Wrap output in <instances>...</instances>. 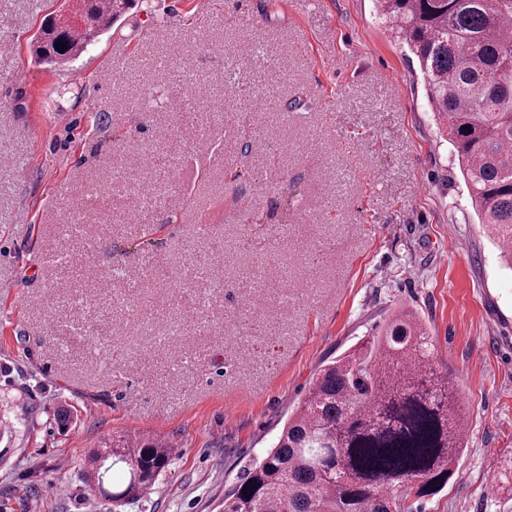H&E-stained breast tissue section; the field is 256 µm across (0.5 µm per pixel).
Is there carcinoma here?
<instances>
[{
  "instance_id": "cac0c4a2",
  "label": "carcinoma",
  "mask_w": 512,
  "mask_h": 512,
  "mask_svg": "<svg viewBox=\"0 0 512 512\" xmlns=\"http://www.w3.org/2000/svg\"><path fill=\"white\" fill-rule=\"evenodd\" d=\"M416 59L480 223L512 252V0H377ZM136 0H72L32 42L43 64L79 58ZM67 49L60 52L58 45ZM467 406L436 366L425 326L404 311L384 333L325 365L276 445L244 471L224 512H412L440 492L467 439ZM169 461L160 443L112 440L86 477L119 503L145 494ZM512 498V455L495 461Z\"/></svg>"
}]
</instances>
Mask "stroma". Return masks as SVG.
I'll use <instances>...</instances> for the list:
<instances>
[{"label": "stroma", "mask_w": 512, "mask_h": 512, "mask_svg": "<svg viewBox=\"0 0 512 512\" xmlns=\"http://www.w3.org/2000/svg\"><path fill=\"white\" fill-rule=\"evenodd\" d=\"M62 2L0 0V512H222L319 370L402 309L469 409L419 512H512L486 473L512 450V261L374 0H220L188 32L196 0H138L53 68L30 43ZM115 435L175 447L117 509L84 479Z\"/></svg>", "instance_id": "obj_1"}]
</instances>
